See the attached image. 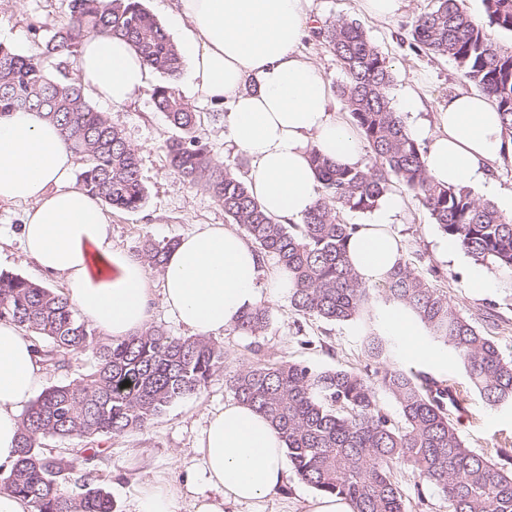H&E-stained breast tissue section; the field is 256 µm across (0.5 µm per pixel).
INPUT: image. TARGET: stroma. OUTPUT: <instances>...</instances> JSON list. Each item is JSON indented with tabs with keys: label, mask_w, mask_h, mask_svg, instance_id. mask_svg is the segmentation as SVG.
Here are the masks:
<instances>
[{
	"label": "stroma",
	"mask_w": 512,
	"mask_h": 512,
	"mask_svg": "<svg viewBox=\"0 0 512 512\" xmlns=\"http://www.w3.org/2000/svg\"><path fill=\"white\" fill-rule=\"evenodd\" d=\"M433 5L434 0H408L403 14L381 22L360 14L355 0H311L310 3L311 13L318 22L343 18L366 29L392 69L393 102H400L412 92L422 102L421 111L405 113L410 126L433 121L438 105L450 93L467 85L451 60L419 55L408 46L412 21ZM66 15V0H0V42L23 54L35 53L65 21ZM186 82V76L171 81L154 71L147 87L123 107L115 109L100 101L94 104L95 110L107 113L123 129L139 157L145 203L136 211L111 213L112 244L131 256L138 254L146 239L176 241L196 225L226 221L223 208L206 190L184 181L170 167L163 144L174 130L154 106L156 87L172 84L176 93L205 113L199 135L217 162L242 177L248 171L247 157L227 142L224 115L229 110L228 103L212 102L189 93ZM403 202L390 229L400 239L404 258L415 263L434 287L446 293L483 335L494 340L506 358H512V276L488 266L484 272L493 280V287H473L470 272L477 266L475 259L461 250L442 258L438 246L445 240V233L414 198L404 196ZM22 212V207L0 204V272L17 274L50 288L58 287V280L39 273L22 252ZM269 309L271 322L261 339L260 352H253L248 337L229 332L218 336L217 341L226 352L221 376L215 377L200 393L172 403L145 431L100 441L98 466L112 474L108 490L116 512H133V489L144 474L151 473L180 485L184 467L194 463L197 457L196 442L208 417L233 399L225 384L226 375L259 358L271 361L284 358L316 368L340 367L370 374L376 370V363L364 351L359 325L330 323L299 314L285 297L270 304ZM393 360L414 365L446 381L464 401L462 410L450 414L462 439L499 467L512 471V407L488 406L473 390L463 365L451 349H444L441 358L430 362L412 359L398 348ZM393 472L408 499L407 512H448L443 495L411 469L398 465Z\"/></svg>",
	"instance_id": "1"
}]
</instances>
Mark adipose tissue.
Here are the masks:
<instances>
[{
    "instance_id": "adipose-tissue-1",
    "label": "adipose tissue",
    "mask_w": 512,
    "mask_h": 512,
    "mask_svg": "<svg viewBox=\"0 0 512 512\" xmlns=\"http://www.w3.org/2000/svg\"><path fill=\"white\" fill-rule=\"evenodd\" d=\"M310 0H177L175 21L192 93L225 101L224 124L250 160L247 185L264 211L282 224L303 217L317 199L312 151L342 166L360 163L364 143L331 110L321 69L299 50L314 21ZM76 71L113 108L135 98L149 68L125 41L87 34ZM256 90L245 92L246 78ZM427 143L429 175L449 187L481 185L498 193L494 167L512 153L501 116L481 93L458 90L441 104L433 126L413 127ZM76 157L56 125L39 112L0 116V203H27L21 226L25 256L61 278L74 311L119 342L145 330L154 297L191 334L215 336L271 294H289L285 268L261 277L257 251L234 229L200 224L168 253L161 283L142 260L112 245L111 219L100 199L73 180ZM399 200L390 199L348 243L363 282L382 283L402 258L388 230ZM44 383L33 343L10 321L0 322V469L18 456L19 411ZM285 441L261 414L231 401L212 415L187 469L183 488L161 478L137 485L135 512H179L182 494L193 512L258 508L286 484ZM216 497L197 494V482Z\"/></svg>"
}]
</instances>
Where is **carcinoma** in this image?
<instances>
[{"label": "carcinoma", "instance_id": "obj_1", "mask_svg": "<svg viewBox=\"0 0 512 512\" xmlns=\"http://www.w3.org/2000/svg\"><path fill=\"white\" fill-rule=\"evenodd\" d=\"M483 6L485 24L466 11L463 0H437L413 21L409 47L453 61L496 103L504 136L512 140V50L492 38L494 30L512 33V0H483ZM67 9V20L39 54H21L0 42V115L43 113L81 164L79 184L116 210H138L145 189L136 150L120 127L95 111L71 70L91 32L127 40L171 80L183 70L182 56L142 0H68ZM313 34L347 77L339 95L376 165L339 167L312 152L319 198L302 223L280 224L265 213L246 183L214 160L198 135L201 113L169 85L154 90L156 108L176 131L164 150L174 172L203 186L260 253L288 269L295 311L361 323L365 351L383 368L372 379L339 367L264 360L226 379L228 388L281 432L288 462L302 481L348 499L353 512H406L393 480L396 464L437 488L448 512H512V472L466 445L448 417L447 384L388 362L391 339L374 325L380 304L403 306L431 342L450 347L491 407L512 403V361L412 263L398 262L380 286L363 283L346 258L359 225L343 223L340 213L373 210L396 184L465 253L510 274L512 219L466 188L429 177L422 149L392 104L393 73L358 23L336 19ZM49 59L53 75L45 66ZM170 249L148 240L141 259L161 267ZM1 320L29 335L47 369L67 371L73 357L87 350L95 357L88 373L43 391L20 419L18 459L9 474H0V491L30 499L34 512H114L109 476L94 468L78 471L71 457L94 461L88 445L146 429L169 405L206 388L224 366V349L214 341L171 336L156 325L121 342L102 337L77 317L63 292L20 275L0 273ZM269 322L268 307L260 306L244 313L231 331L257 339ZM378 387L394 399L398 417L380 406ZM53 442L68 444V455Z\"/></svg>", "mask_w": 512, "mask_h": 512}]
</instances>
